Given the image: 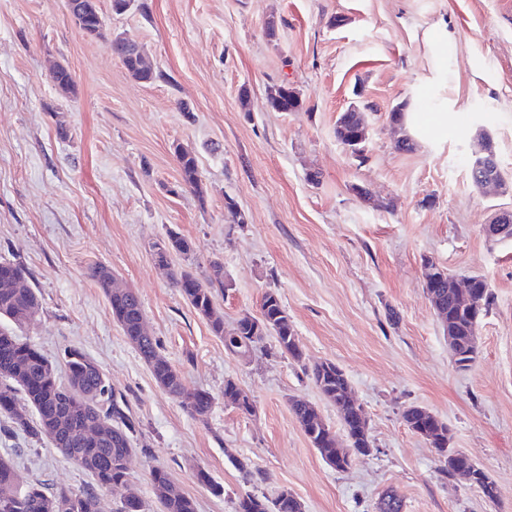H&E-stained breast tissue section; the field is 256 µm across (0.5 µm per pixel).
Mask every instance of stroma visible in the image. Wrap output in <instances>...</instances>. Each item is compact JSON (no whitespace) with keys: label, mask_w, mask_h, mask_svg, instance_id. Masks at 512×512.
Segmentation results:
<instances>
[{"label":"stroma","mask_w":512,"mask_h":512,"mask_svg":"<svg viewBox=\"0 0 512 512\" xmlns=\"http://www.w3.org/2000/svg\"><path fill=\"white\" fill-rule=\"evenodd\" d=\"M99 5L107 33L144 46L153 83L88 39L66 0H0V257L22 261L41 294L28 338L53 360L80 349L127 402L139 494L149 497V472L162 467L198 512H236L250 489L291 491L304 512H377L389 490L402 512H512V241L483 232L512 210V192L483 195L464 163L489 137L512 182V0H143L122 15ZM55 62L75 93L51 82ZM281 83L299 91L300 111L270 107ZM431 99L440 108L423 112ZM355 103L376 107L360 157L336 136ZM402 103L424 115L408 153L395 150L389 119ZM177 143L197 152L202 196L179 188ZM171 230L193 251L163 268L154 245ZM214 261L225 327L259 315L263 294L277 291L301 361L270 337L248 356L230 352L171 286L169 268L204 280ZM428 262L488 283L469 370L456 369L424 290ZM98 263L139 294L159 352L213 396L206 420L156 384L89 276ZM323 361L347 375L373 442L344 472L290 409L302 397L342 433L310 378ZM229 378L253 414L225 403ZM410 406L447 423L451 447L488 472L496 499L439 471L435 448L402 420ZM1 455L22 480L93 486L25 434L0 437ZM234 456L248 461L251 484ZM200 469L222 495L196 481Z\"/></svg>","instance_id":"stroma-1"}]
</instances>
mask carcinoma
<instances>
[{
	"label": "carcinoma",
	"instance_id": "obj_1",
	"mask_svg": "<svg viewBox=\"0 0 512 512\" xmlns=\"http://www.w3.org/2000/svg\"><path fill=\"white\" fill-rule=\"evenodd\" d=\"M67 7L84 35L104 38L103 12L90 14L85 0H67ZM128 73L137 81L154 82L159 73L145 71L142 45L135 39L119 34L108 45ZM52 81L59 91L69 94L74 82L69 68L57 65ZM269 103L277 112H297L301 109L299 93L283 83L274 88ZM360 113L343 112L336 133L345 142L358 136ZM180 181L179 187L201 194V175L194 149L174 146ZM156 254L189 255L192 243L177 232L155 245ZM91 279L101 288L108 300L112 316L124 336L132 343L160 388L174 397L189 415L204 419L212 410L213 396L206 390L188 386L182 373L159 354L154 337L144 325L140 299L130 288L116 286L112 269L96 264L90 268ZM27 266L16 259L0 260V434L11 437L22 432L39 441L48 440L62 455L87 472L99 488L122 485L127 496L110 512H197L196 500L182 492L169 472L161 467L150 470L151 501H145L131 487L129 463L137 452V426L123 398L116 395L101 366L79 349L64 352L63 361L49 359L32 342L16 334L31 323L32 315L41 308L37 289L29 284ZM170 279L196 314L205 319L212 332L224 338V346L232 353L244 356L266 337L272 336L282 354L299 362L302 351L293 324L277 292L267 291L261 301V317H240L229 331L224 329V315L216 305L214 285L224 286V266L215 261L211 274L201 281L182 268L172 271ZM453 276L427 289L430 300L440 304L441 320L455 338L467 341L477 332L479 321L461 310ZM312 379L322 396L335 405L346 433L347 447L336 439L323 436L325 420L315 407L304 399L294 398L290 407L322 459L338 471L347 470L355 455H368L372 448L363 410L344 399L349 388L344 371L332 362H322L312 369ZM224 401L243 414L254 410L253 402L232 379L224 382ZM403 421L413 432L429 418L427 410L410 406L402 413ZM96 423L99 433L85 434L88 424ZM441 439L432 441L438 453L439 469L456 480L462 473L470 475L469 486L478 489L486 498L497 497V488L486 471L461 452L448 447V425L441 424ZM297 498L283 489L272 497L247 492L238 502L237 512H295ZM0 512H104L102 499L93 490L74 492L65 488L51 489L43 482L23 483L14 463L0 456Z\"/></svg>",
	"mask_w": 512,
	"mask_h": 512
}]
</instances>
